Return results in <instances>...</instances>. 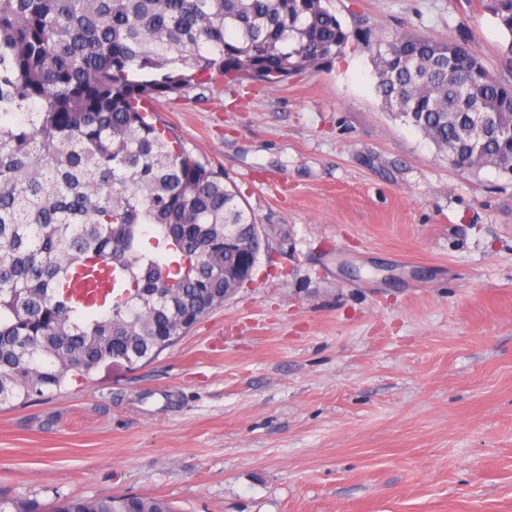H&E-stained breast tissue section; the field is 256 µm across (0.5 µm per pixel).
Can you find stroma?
<instances>
[{"instance_id": "1", "label": "stroma", "mask_w": 512, "mask_h": 512, "mask_svg": "<svg viewBox=\"0 0 512 512\" xmlns=\"http://www.w3.org/2000/svg\"><path fill=\"white\" fill-rule=\"evenodd\" d=\"M351 29L466 37L462 0H330ZM352 42L267 89L156 103L269 237L252 284L152 361L0 410V493L178 512H512V175L452 169ZM49 512H177V509L169 499L155 496H59Z\"/></svg>"}]
</instances>
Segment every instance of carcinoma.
Listing matches in <instances>:
<instances>
[{
  "label": "carcinoma",
  "instance_id": "carcinoma-1",
  "mask_svg": "<svg viewBox=\"0 0 512 512\" xmlns=\"http://www.w3.org/2000/svg\"><path fill=\"white\" fill-rule=\"evenodd\" d=\"M327 0H0V407L102 365L148 362L235 293L268 236L224 175L157 119L193 88H271L360 39L375 90L448 164L512 160V83L466 39L353 32ZM512 60V0H465ZM478 112L499 130L470 150ZM241 225L239 254L224 225ZM0 512H177L164 497L0 494Z\"/></svg>",
  "mask_w": 512,
  "mask_h": 512
}]
</instances>
